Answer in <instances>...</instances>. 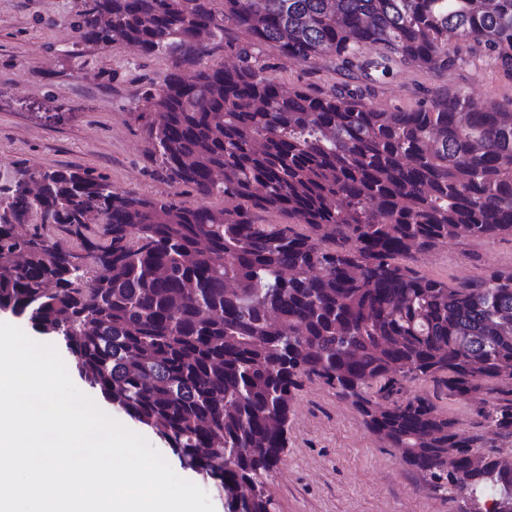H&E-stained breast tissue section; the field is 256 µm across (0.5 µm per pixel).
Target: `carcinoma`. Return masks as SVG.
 Listing matches in <instances>:
<instances>
[{"label":"carcinoma","instance_id":"carcinoma-1","mask_svg":"<svg viewBox=\"0 0 512 512\" xmlns=\"http://www.w3.org/2000/svg\"><path fill=\"white\" fill-rule=\"evenodd\" d=\"M80 0L82 42L126 43L173 71L142 93L160 177L203 200L116 191L91 169L15 167L0 196V310L58 339L80 378L210 480L228 512H271L265 480L302 379L351 400L434 491L512 512V462L405 384L440 382L512 436V269L450 284L412 261L512 236V112L451 94L386 112L357 92L288 93L224 31L350 71L446 69L448 37L512 73V0ZM378 50L369 59L362 49ZM308 226L258 224L252 210ZM250 38L240 30L228 29L224 37V46L213 48L208 55L203 58L206 66L218 68L227 64L238 62L236 50L239 46H245Z\"/></svg>","mask_w":512,"mask_h":512}]
</instances>
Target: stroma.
<instances>
[{"mask_svg":"<svg viewBox=\"0 0 512 512\" xmlns=\"http://www.w3.org/2000/svg\"><path fill=\"white\" fill-rule=\"evenodd\" d=\"M79 6V0H0V186L19 163L73 166L107 176L119 191L173 194L184 205H198L190 187L158 175L152 146L134 115L142 89L164 81L170 60L121 43H76L72 24ZM448 50L462 56V63L428 70L398 62L370 78L345 71L332 57L300 63L263 45L253 55L287 91H363L388 112L459 92L512 110V77L493 59L460 40L450 41ZM54 112L62 114L61 122L51 121ZM416 268L451 284L512 269V237L449 240L424 254ZM404 395L429 399L460 432L483 434L512 458V438L488 429L473 399L445 395L429 380L407 384ZM266 493L271 512H464L466 507L462 497L432 492L401 462L398 449L366 428L350 400L318 379L296 392L287 444Z\"/></svg>","mask_w":512,"mask_h":512,"instance_id":"obj_1","label":"stroma"}]
</instances>
